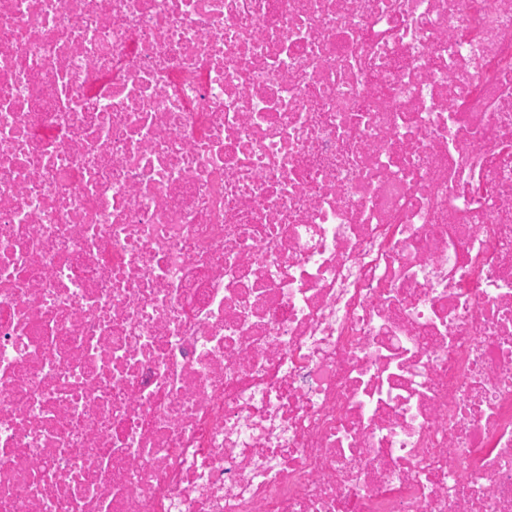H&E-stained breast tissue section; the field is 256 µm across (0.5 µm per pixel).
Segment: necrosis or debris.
Instances as JSON below:
<instances>
[{
	"mask_svg": "<svg viewBox=\"0 0 512 512\" xmlns=\"http://www.w3.org/2000/svg\"><path fill=\"white\" fill-rule=\"evenodd\" d=\"M0 512H512V0H0Z\"/></svg>",
	"mask_w": 512,
	"mask_h": 512,
	"instance_id": "obj_1",
	"label": "necrosis or debris"
}]
</instances>
